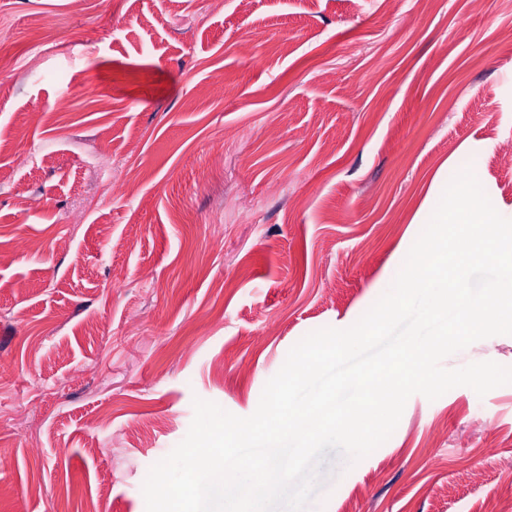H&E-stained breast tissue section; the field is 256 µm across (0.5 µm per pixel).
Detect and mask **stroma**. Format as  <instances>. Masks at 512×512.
I'll return each mask as SVG.
<instances>
[{"label":"stroma","instance_id":"stroma-1","mask_svg":"<svg viewBox=\"0 0 512 512\" xmlns=\"http://www.w3.org/2000/svg\"><path fill=\"white\" fill-rule=\"evenodd\" d=\"M510 28L512 0H0V512H146L194 399L250 416L301 338L353 325L459 158L512 219ZM482 361L512 335L443 365ZM322 473L308 512H485L512 384L412 395Z\"/></svg>","mask_w":512,"mask_h":512}]
</instances>
